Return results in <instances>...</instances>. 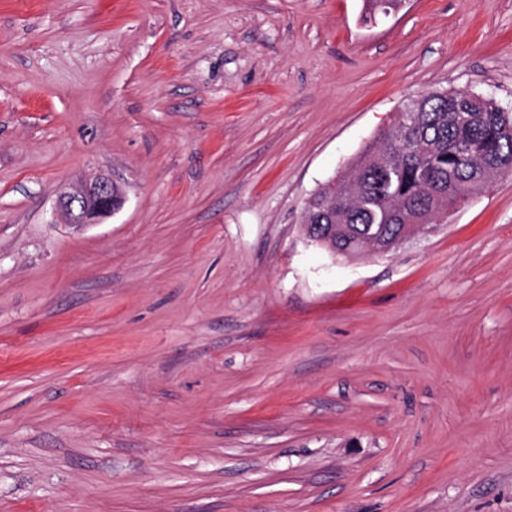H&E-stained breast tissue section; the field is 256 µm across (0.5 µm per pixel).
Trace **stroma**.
Returning <instances> with one entry per match:
<instances>
[{
	"mask_svg": "<svg viewBox=\"0 0 512 512\" xmlns=\"http://www.w3.org/2000/svg\"><path fill=\"white\" fill-rule=\"evenodd\" d=\"M364 9L0 0V512H512V174L384 256L300 231L402 102L512 107V0ZM124 200L117 183L100 173L84 179L74 189L61 191L55 201V213L62 224L82 230L110 217Z\"/></svg>",
	"mask_w": 512,
	"mask_h": 512,
	"instance_id": "1",
	"label": "stroma"
}]
</instances>
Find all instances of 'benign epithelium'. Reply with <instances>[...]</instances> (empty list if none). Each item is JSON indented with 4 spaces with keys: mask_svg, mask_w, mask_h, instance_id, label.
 I'll use <instances>...</instances> for the list:
<instances>
[{
    "mask_svg": "<svg viewBox=\"0 0 512 512\" xmlns=\"http://www.w3.org/2000/svg\"><path fill=\"white\" fill-rule=\"evenodd\" d=\"M124 195L115 181L105 174L83 180L78 187L58 194L55 213L62 223L82 230L99 224L118 211Z\"/></svg>",
    "mask_w": 512,
    "mask_h": 512,
    "instance_id": "7a95c632",
    "label": "benign epithelium"
}]
</instances>
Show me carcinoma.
<instances>
[{"mask_svg": "<svg viewBox=\"0 0 512 512\" xmlns=\"http://www.w3.org/2000/svg\"><path fill=\"white\" fill-rule=\"evenodd\" d=\"M461 104L469 109L465 123L458 120ZM416 112L411 126L392 119L347 174L313 194V207L331 214L303 233L325 238L327 251L371 253V245L401 238L405 225L421 230L441 210L484 191L488 172L512 173V110L494 98L428 93L416 98ZM328 224L336 230L327 232Z\"/></svg>", "mask_w": 512, "mask_h": 512, "instance_id": "obj_1", "label": "carcinoma"}]
</instances>
